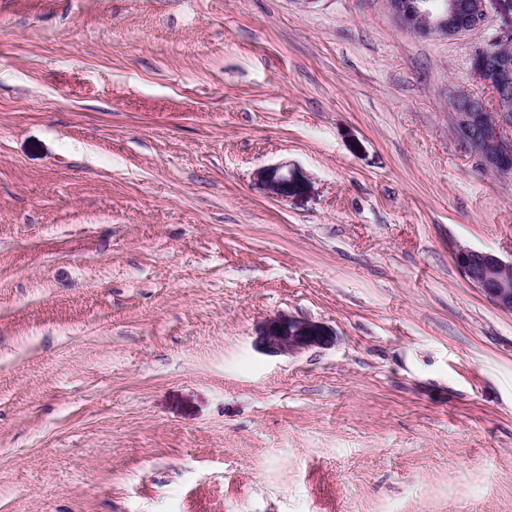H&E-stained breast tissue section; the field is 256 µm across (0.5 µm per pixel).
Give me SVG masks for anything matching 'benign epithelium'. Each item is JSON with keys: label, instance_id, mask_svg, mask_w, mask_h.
Segmentation results:
<instances>
[{"label": "benign epithelium", "instance_id": "benign-epithelium-1", "mask_svg": "<svg viewBox=\"0 0 512 512\" xmlns=\"http://www.w3.org/2000/svg\"><path fill=\"white\" fill-rule=\"evenodd\" d=\"M389 9L402 27L415 34L459 37L486 27L490 12L506 15L509 20L495 30L485 45L470 55V69L491 91L494 107L473 95L456 94L452 111L466 149L473 152L484 169L499 175L512 174V65L501 55L512 43V0H481L470 5L466 0H387ZM259 177L272 194L284 199L298 186L293 175L280 167L259 171ZM453 261L463 277L495 307L512 313V283L502 275L512 265L491 251L466 247L454 249ZM332 342L320 324L288 318L267 323L257 336V345L268 355H295L327 346Z\"/></svg>", "mask_w": 512, "mask_h": 512}]
</instances>
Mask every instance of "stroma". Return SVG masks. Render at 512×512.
I'll list each match as a JSON object with an SVG mask.
<instances>
[{
    "label": "stroma",
    "mask_w": 512,
    "mask_h": 512,
    "mask_svg": "<svg viewBox=\"0 0 512 512\" xmlns=\"http://www.w3.org/2000/svg\"><path fill=\"white\" fill-rule=\"evenodd\" d=\"M486 31L0 0V512H512V313L452 257L512 260ZM288 317L331 344L261 352ZM258 174L271 193L282 199L288 198V193L293 192L299 185L293 174L288 175V171L284 172L280 167L265 168Z\"/></svg>",
    "instance_id": "35a3bbf8"
}]
</instances>
